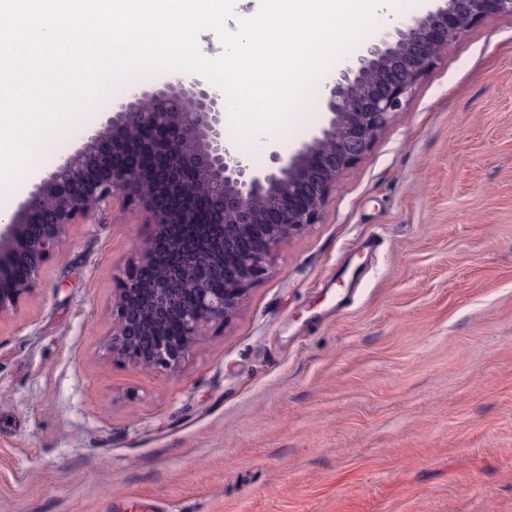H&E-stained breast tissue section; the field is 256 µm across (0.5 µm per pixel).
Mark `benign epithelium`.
Masks as SVG:
<instances>
[{
	"label": "benign epithelium",
	"instance_id": "obj_1",
	"mask_svg": "<svg viewBox=\"0 0 512 512\" xmlns=\"http://www.w3.org/2000/svg\"><path fill=\"white\" fill-rule=\"evenodd\" d=\"M512 0H445L402 19L329 89L327 126L258 168L227 147L224 95L200 74L132 87L99 130L0 221V319L34 294L75 224L139 208L150 233L119 281L107 349L146 369L176 366L235 312L281 241L320 223L336 179L371 148L441 50Z\"/></svg>",
	"mask_w": 512,
	"mask_h": 512
}]
</instances>
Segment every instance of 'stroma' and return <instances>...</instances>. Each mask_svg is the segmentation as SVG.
<instances>
[{"label": "stroma", "mask_w": 512, "mask_h": 512, "mask_svg": "<svg viewBox=\"0 0 512 512\" xmlns=\"http://www.w3.org/2000/svg\"><path fill=\"white\" fill-rule=\"evenodd\" d=\"M439 0H405L311 82L326 126L348 60ZM111 101L50 137L0 193L33 183ZM150 231L104 208L72 228L32 298L0 319V512H512V16L444 49L321 220L172 369L106 349L112 296Z\"/></svg>", "instance_id": "obj_1"}]
</instances>
